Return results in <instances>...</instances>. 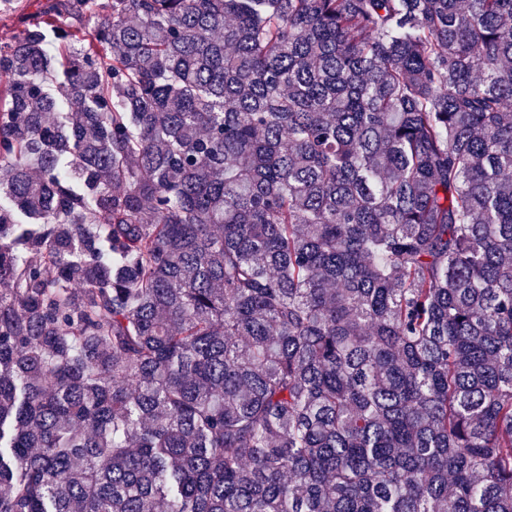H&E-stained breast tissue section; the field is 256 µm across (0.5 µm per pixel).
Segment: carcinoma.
<instances>
[{
    "label": "carcinoma",
    "instance_id": "carcinoma-1",
    "mask_svg": "<svg viewBox=\"0 0 512 512\" xmlns=\"http://www.w3.org/2000/svg\"><path fill=\"white\" fill-rule=\"evenodd\" d=\"M39 2L0 512H512V0Z\"/></svg>",
    "mask_w": 512,
    "mask_h": 512
}]
</instances>
